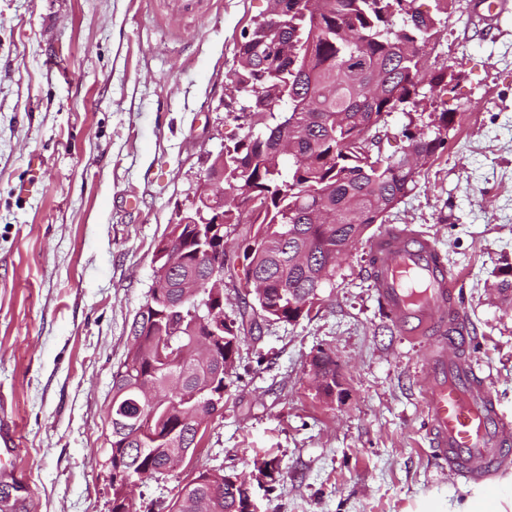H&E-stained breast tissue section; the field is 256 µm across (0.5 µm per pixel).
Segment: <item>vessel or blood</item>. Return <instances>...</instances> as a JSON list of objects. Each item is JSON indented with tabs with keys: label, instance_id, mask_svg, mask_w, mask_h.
Segmentation results:
<instances>
[{
	"label": "vessel or blood",
	"instance_id": "b4317fda",
	"mask_svg": "<svg viewBox=\"0 0 512 512\" xmlns=\"http://www.w3.org/2000/svg\"><path fill=\"white\" fill-rule=\"evenodd\" d=\"M366 252L375 292L397 329L426 340L422 367L429 444L449 472L486 484L512 461V423L467 352L469 322L434 242L392 226Z\"/></svg>",
	"mask_w": 512,
	"mask_h": 512
}]
</instances>
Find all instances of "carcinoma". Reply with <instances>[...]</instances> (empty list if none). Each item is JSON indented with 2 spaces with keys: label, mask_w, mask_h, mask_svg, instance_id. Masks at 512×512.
<instances>
[{
  "label": "carcinoma",
  "mask_w": 512,
  "mask_h": 512,
  "mask_svg": "<svg viewBox=\"0 0 512 512\" xmlns=\"http://www.w3.org/2000/svg\"><path fill=\"white\" fill-rule=\"evenodd\" d=\"M299 2L276 0L237 44L232 82L252 94L246 133L224 146V226L241 227L237 250L220 242L200 255L214 225H169L167 235H178L172 266L153 280L162 302L135 314L113 373L112 469L133 482L166 479L198 447L200 419L222 399L242 336L309 316L338 257L417 188L420 169L444 151L455 126L457 113L431 112L427 124L405 129L406 151L382 150L381 122L425 96L419 66L438 19L418 12L415 0H314L315 34ZM271 88L283 97L281 111L268 109ZM217 266L238 283L237 309L203 349L192 324L201 299L214 296ZM311 367L318 392L335 398L336 359L320 350ZM127 381L154 390L140 420L130 413ZM166 508L248 512L249 488L235 473L200 470ZM0 512H26V496L1 494Z\"/></svg>",
  "instance_id": "carcinoma-1"
}]
</instances>
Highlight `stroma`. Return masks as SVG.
<instances>
[{
  "mask_svg": "<svg viewBox=\"0 0 512 512\" xmlns=\"http://www.w3.org/2000/svg\"><path fill=\"white\" fill-rule=\"evenodd\" d=\"M268 0H0V423L29 512H111L107 407L154 253L220 143L244 131L229 94L244 28ZM481 0L439 14L430 70L448 87L387 117V151L433 107L457 115L391 224L435 241L471 325L470 354L512 420V17ZM364 244L342 256L310 316L246 337L192 467L252 475L276 458L260 512H512V466L490 487L449 474L424 438L425 345L383 313ZM347 395L322 399L319 350ZM151 484L134 512L171 497Z\"/></svg>",
  "mask_w": 512,
  "mask_h": 512,
  "instance_id": "35a3bbf8",
  "label": "stroma"
}]
</instances>
